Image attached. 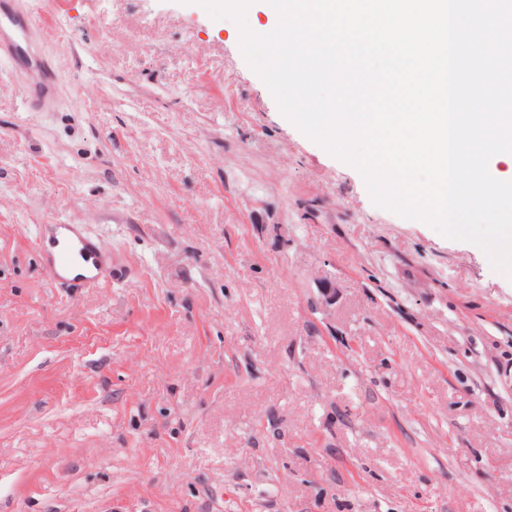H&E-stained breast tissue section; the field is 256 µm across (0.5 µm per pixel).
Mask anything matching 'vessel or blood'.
<instances>
[{
  "instance_id": "1",
  "label": "vessel or blood",
  "mask_w": 512,
  "mask_h": 512,
  "mask_svg": "<svg viewBox=\"0 0 512 512\" xmlns=\"http://www.w3.org/2000/svg\"><path fill=\"white\" fill-rule=\"evenodd\" d=\"M36 18L23 11L21 0H0V60L25 75V98L34 107L51 95L52 74L46 59L33 50ZM50 278L59 284L85 288L103 285L112 276V253L90 237L83 225H55L39 244Z\"/></svg>"
}]
</instances>
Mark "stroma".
I'll use <instances>...</instances> for the list:
<instances>
[{
	"label": "stroma",
	"mask_w": 512,
	"mask_h": 512,
	"mask_svg": "<svg viewBox=\"0 0 512 512\" xmlns=\"http://www.w3.org/2000/svg\"><path fill=\"white\" fill-rule=\"evenodd\" d=\"M0 61V512H512V279L376 207L195 0H23ZM112 282L55 284L44 225ZM21 0L0 1V60L26 76L25 99L33 107L51 95L52 74L46 59L33 51L37 19L20 8ZM39 248L50 278L80 288L102 286L112 277V253L81 224H54Z\"/></svg>",
	"instance_id": "stroma-1"
}]
</instances>
